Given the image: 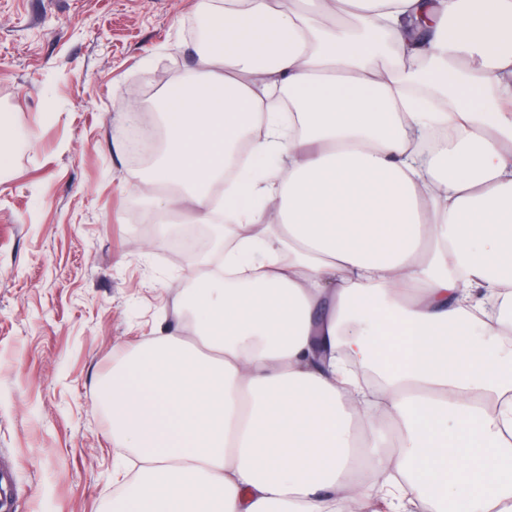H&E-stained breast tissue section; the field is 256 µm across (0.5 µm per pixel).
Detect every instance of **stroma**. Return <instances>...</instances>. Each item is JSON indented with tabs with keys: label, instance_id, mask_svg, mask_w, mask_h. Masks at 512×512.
<instances>
[{
	"label": "stroma",
	"instance_id": "obj_1",
	"mask_svg": "<svg viewBox=\"0 0 512 512\" xmlns=\"http://www.w3.org/2000/svg\"><path fill=\"white\" fill-rule=\"evenodd\" d=\"M198 0H0V512H111L131 455L99 395L132 347L176 329L186 278L121 134L135 93L195 61Z\"/></svg>",
	"mask_w": 512,
	"mask_h": 512
}]
</instances>
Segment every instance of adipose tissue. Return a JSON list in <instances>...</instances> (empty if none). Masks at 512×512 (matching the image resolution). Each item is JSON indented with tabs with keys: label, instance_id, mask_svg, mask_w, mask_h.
Segmentation results:
<instances>
[{
	"label": "adipose tissue",
	"instance_id": "1",
	"mask_svg": "<svg viewBox=\"0 0 512 512\" xmlns=\"http://www.w3.org/2000/svg\"><path fill=\"white\" fill-rule=\"evenodd\" d=\"M198 10L217 50L135 109L224 277L104 388L112 512H512V0Z\"/></svg>",
	"mask_w": 512,
	"mask_h": 512
}]
</instances>
